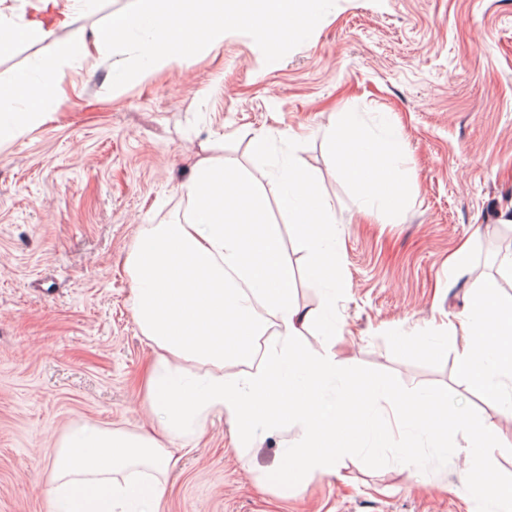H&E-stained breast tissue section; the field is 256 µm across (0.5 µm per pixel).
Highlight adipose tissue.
I'll return each mask as SVG.
<instances>
[{
  "mask_svg": "<svg viewBox=\"0 0 512 512\" xmlns=\"http://www.w3.org/2000/svg\"><path fill=\"white\" fill-rule=\"evenodd\" d=\"M50 34L40 20L15 21L0 0V55L20 42ZM360 211L391 223L407 188V157L389 122L365 129L358 113H342L324 131ZM287 226L270 220V200L254 180L227 165L201 161L179 191L191 204L178 224H151L127 257L135 322L155 353L139 393L150 427L82 423L58 439L47 466L51 512H158L171 456L165 439H197L210 417H229L240 443L294 419L300 441L287 447L267 484L285 487L337 473L342 436L358 432L384 448L377 426L393 419L399 458L409 473L424 465L421 439L437 455L456 432L485 453L512 454V440L466 407L444 414L448 394H407L382 380L351 392L336 354V216L299 158L271 176ZM308 251L307 278L326 283L319 307L293 302L296 273L283 247V230ZM497 279L473 294L440 345L458 353V370L471 386L512 412V303H502ZM319 330V346L304 337ZM281 346L261 349L268 331Z\"/></svg>",
  "mask_w": 512,
  "mask_h": 512,
  "instance_id": "1",
  "label": "adipose tissue"
}]
</instances>
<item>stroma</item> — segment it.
<instances>
[{
    "label": "stroma",
    "instance_id": "obj_1",
    "mask_svg": "<svg viewBox=\"0 0 512 512\" xmlns=\"http://www.w3.org/2000/svg\"><path fill=\"white\" fill-rule=\"evenodd\" d=\"M131 0L79 12L57 0L51 36L0 56V78L78 38ZM121 58L104 52L65 69L51 118L0 147V512H49L46 465L57 439L88 421L148 424L139 380L152 350L132 315L126 258L151 224L185 220L178 192L198 162H230L269 188L267 175L299 156L336 214V351L347 383L388 381L444 390L512 439L458 372L452 349H405L457 322L474 289L499 278L488 244L512 230V0H335L311 37L265 63L254 40L222 43L111 89ZM377 130L398 126L412 182L393 223L362 217L323 131L339 113ZM268 135L255 157L250 140ZM470 245L465 267L448 257ZM299 422L236 447L228 418L176 451L159 512H468L475 473L512 482V455L479 462L449 433L446 460L410 475L391 449L352 439L339 473L285 491L264 486Z\"/></svg>",
    "mask_w": 512,
    "mask_h": 512
}]
</instances>
